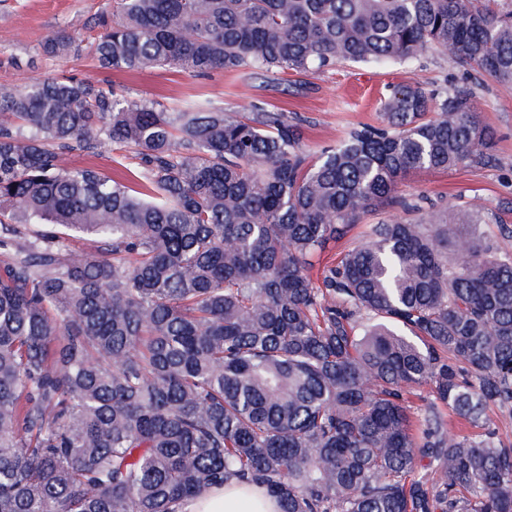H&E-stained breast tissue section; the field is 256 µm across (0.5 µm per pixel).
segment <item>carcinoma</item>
<instances>
[{
    "mask_svg": "<svg viewBox=\"0 0 512 512\" xmlns=\"http://www.w3.org/2000/svg\"><path fill=\"white\" fill-rule=\"evenodd\" d=\"M91 24L107 70L306 75L449 48L512 84V0H112ZM477 112L467 86L400 87L314 156L301 119L260 105L1 84L0 512H180L229 481L280 512H512V444L485 426L512 412V255L472 231L481 206L370 224L311 276L372 209L420 212L406 174L485 163ZM118 145L137 190L67 163Z\"/></svg>",
    "mask_w": 512,
    "mask_h": 512,
    "instance_id": "carcinoma-1",
    "label": "carcinoma"
}]
</instances>
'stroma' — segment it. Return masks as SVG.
<instances>
[{"instance_id": "stroma-1", "label": "stroma", "mask_w": 512, "mask_h": 512, "mask_svg": "<svg viewBox=\"0 0 512 512\" xmlns=\"http://www.w3.org/2000/svg\"><path fill=\"white\" fill-rule=\"evenodd\" d=\"M111 8L112 0H0V84L18 86L64 70L107 83L122 99L158 101L170 108L206 101L245 112L257 104L297 114L303 121L306 148L315 155L358 125L378 124L381 103L395 88L416 83L429 90L469 86L477 96L478 118L493 134L489 163L417 171L399 182L398 192L418 201L427 214L441 215L450 207L473 202L483 205L496 219L478 225L479 234L512 253V86L465 69L442 51L409 64L344 62L308 76L252 78L221 70L205 77L170 69L106 71L82 54L62 59L43 55L41 47L48 37H86L91 18Z\"/></svg>"}]
</instances>
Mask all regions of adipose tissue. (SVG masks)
<instances>
[{
	"label": "adipose tissue",
	"instance_id": "adipose-tissue-1",
	"mask_svg": "<svg viewBox=\"0 0 512 512\" xmlns=\"http://www.w3.org/2000/svg\"><path fill=\"white\" fill-rule=\"evenodd\" d=\"M183 512H280L275 499L255 486L234 481L185 502Z\"/></svg>",
	"mask_w": 512,
	"mask_h": 512
}]
</instances>
